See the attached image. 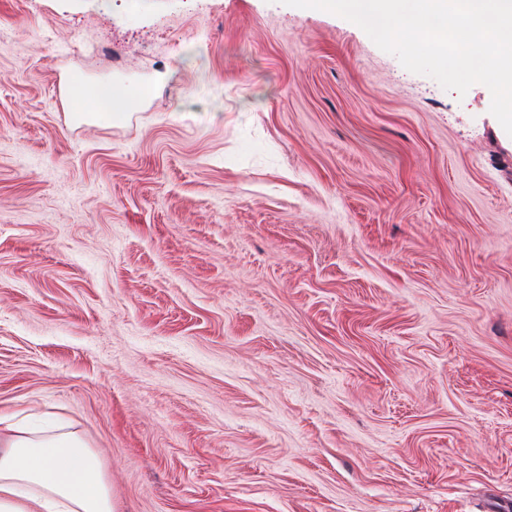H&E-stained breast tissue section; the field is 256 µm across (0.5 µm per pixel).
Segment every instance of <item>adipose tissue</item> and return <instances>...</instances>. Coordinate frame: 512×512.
<instances>
[{"label":"adipose tissue","mask_w":512,"mask_h":512,"mask_svg":"<svg viewBox=\"0 0 512 512\" xmlns=\"http://www.w3.org/2000/svg\"><path fill=\"white\" fill-rule=\"evenodd\" d=\"M73 98L88 119L122 121L133 102L111 82H76ZM0 512H115L101 457L73 431L51 420L0 430Z\"/></svg>","instance_id":"ef3b65f1"}]
</instances>
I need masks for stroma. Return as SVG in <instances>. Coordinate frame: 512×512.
Returning <instances> with one entry per match:
<instances>
[{
	"mask_svg": "<svg viewBox=\"0 0 512 512\" xmlns=\"http://www.w3.org/2000/svg\"><path fill=\"white\" fill-rule=\"evenodd\" d=\"M146 89L77 123L57 80ZM281 0H0V416L115 512L512 505V136Z\"/></svg>",
	"mask_w": 512,
	"mask_h": 512,
	"instance_id": "1",
	"label": "stroma"
}]
</instances>
